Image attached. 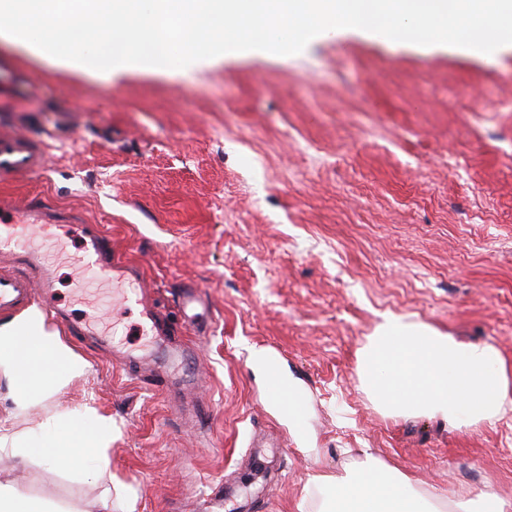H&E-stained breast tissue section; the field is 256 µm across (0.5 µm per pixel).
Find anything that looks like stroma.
<instances>
[{"mask_svg": "<svg viewBox=\"0 0 512 512\" xmlns=\"http://www.w3.org/2000/svg\"><path fill=\"white\" fill-rule=\"evenodd\" d=\"M0 127L43 142L48 168L0 190L66 207L110 233L166 301L194 287L209 336L163 367L166 388L97 336L61 341L89 364L56 407L93 404L111 476L0 454V480L70 512H309L315 476L345 486L365 460L443 507L512 504V410L457 427L381 406L363 371L388 316L494 346L512 379V47L494 53L346 31L296 55L230 52L100 79L32 46L0 45ZM28 246L55 296L99 310L116 342L150 351L136 310L66 247ZM300 395L296 428L253 350ZM119 487H112L111 479Z\"/></svg>", "mask_w": 512, "mask_h": 512, "instance_id": "1", "label": "stroma"}]
</instances>
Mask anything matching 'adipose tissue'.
<instances>
[{
  "instance_id": "1",
  "label": "adipose tissue",
  "mask_w": 512,
  "mask_h": 512,
  "mask_svg": "<svg viewBox=\"0 0 512 512\" xmlns=\"http://www.w3.org/2000/svg\"><path fill=\"white\" fill-rule=\"evenodd\" d=\"M87 362L47 330L41 311L28 310L21 317L0 320V383L13 392L14 415L52 401L64 384L87 371ZM70 414L58 410L49 418V430L31 453L55 469L76 468L84 448L98 449L100 471H108L106 450L111 429L86 433L68 426ZM408 480L373 461H366L343 491L328 494L329 480L318 476L310 495L318 512H439L429 492L410 493Z\"/></svg>"
}]
</instances>
